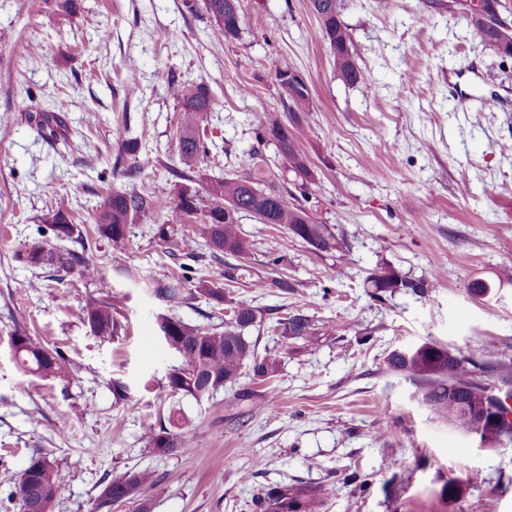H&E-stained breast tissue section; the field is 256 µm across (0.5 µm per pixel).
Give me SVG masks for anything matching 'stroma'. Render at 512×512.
Returning a JSON list of instances; mask_svg holds the SVG:
<instances>
[{"mask_svg": "<svg viewBox=\"0 0 512 512\" xmlns=\"http://www.w3.org/2000/svg\"><path fill=\"white\" fill-rule=\"evenodd\" d=\"M240 13L239 36L220 40L201 0H79L73 12L58 0H0V512H19L13 491L36 453L60 479L54 512H137L134 500L98 502L108 475L142 470L157 479L150 512H256L271 488L317 493L316 512H512V445L479 449L384 368L392 350L427 340L474 359L491 342L512 366V282L499 279L512 266V57L475 41L453 0H347L366 88L337 77L309 0H240ZM283 58L312 92L303 146L317 185L305 206L339 247L318 253L247 217L252 249L236 282L211 255L194 262L227 297L263 310L250 337L282 355L278 397L245 374L211 400L173 398L165 376L180 360L156 314L202 328L225 315L202 300L172 309L150 290L179 271L175 243L155 234L181 222L167 173L180 120L168 79L208 86L203 169L221 177L255 147L263 113L288 111L275 76ZM489 72L495 85L483 81ZM491 94L492 111L480 103ZM60 101L62 140L38 125ZM119 126L141 138L148 162L124 153ZM114 190L150 194L155 218L130 225L121 252L95 239L96 277L17 260L44 215L62 208L92 227ZM384 266L439 281L424 296L380 301L366 277ZM276 270L288 291L252 288ZM476 280L490 284L488 297L470 293ZM95 299L111 307L118 335L88 332L83 310ZM297 310L320 335L274 332ZM19 311L33 339L75 364L69 383L15 365L5 343ZM117 378L132 388L128 401L113 398ZM173 409L185 417L182 445L160 456L144 432ZM451 479L460 493L447 500Z\"/></svg>", "mask_w": 512, "mask_h": 512, "instance_id": "obj_1", "label": "stroma"}]
</instances>
